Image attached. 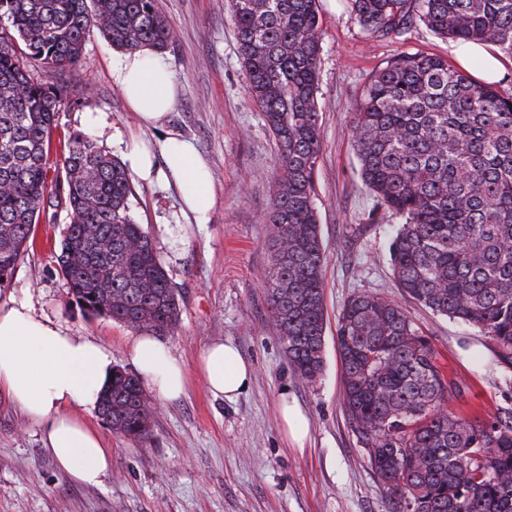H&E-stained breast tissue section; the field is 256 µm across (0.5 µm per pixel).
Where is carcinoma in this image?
<instances>
[{
    "mask_svg": "<svg viewBox=\"0 0 512 512\" xmlns=\"http://www.w3.org/2000/svg\"><path fill=\"white\" fill-rule=\"evenodd\" d=\"M359 24L401 35L417 22L512 59V0H352ZM249 93L276 145L268 213L269 304L288 361L304 381L324 369V247L314 206L319 124V0H230ZM96 28L118 49L173 44L158 0H0V288L34 225L64 208L57 263L71 300L131 328L172 331L178 294L131 208L122 163L88 135L52 139L66 101L56 80ZM36 61L45 78L36 79ZM359 175L377 207L402 219L389 245L401 291L476 327L512 367V95L432 54L403 53L371 75L355 112ZM54 175H49V172ZM343 404L388 512H512V410L452 412L447 380L398 304L351 296L336 326ZM98 413L137 443L152 409L139 377L114 372Z\"/></svg>",
    "mask_w": 512,
    "mask_h": 512,
    "instance_id": "obj_1",
    "label": "carcinoma"
}]
</instances>
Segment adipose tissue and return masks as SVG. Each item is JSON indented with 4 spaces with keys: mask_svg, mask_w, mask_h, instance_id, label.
Returning a JSON list of instances; mask_svg holds the SVG:
<instances>
[{
    "mask_svg": "<svg viewBox=\"0 0 512 512\" xmlns=\"http://www.w3.org/2000/svg\"><path fill=\"white\" fill-rule=\"evenodd\" d=\"M112 79L141 126L160 125L178 101L177 82L150 49L113 57ZM158 151L181 189L183 212L205 217L216 201L213 182L189 143L172 136L156 149L133 135L124 143L123 163L139 179L153 181ZM128 349L159 398L170 400L183 393L185 368L162 339L136 336ZM199 367L210 391L230 401L252 377L251 366L230 342L205 346ZM112 373V353L106 346L33 315L27 304L0 303V393L44 426L47 452L61 469L87 485L103 483L112 466V451L104 447L100 433L72 415L70 408L78 404L88 411L96 409Z\"/></svg>",
    "mask_w": 512,
    "mask_h": 512,
    "instance_id": "ef3b65f1",
    "label": "adipose tissue"
}]
</instances>
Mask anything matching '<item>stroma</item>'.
I'll use <instances>...</instances> for the list:
<instances>
[{"label":"stroma","mask_w":512,"mask_h":512,"mask_svg":"<svg viewBox=\"0 0 512 512\" xmlns=\"http://www.w3.org/2000/svg\"><path fill=\"white\" fill-rule=\"evenodd\" d=\"M159 5L175 35L162 56L182 87L175 110L162 126L140 130L112 81L117 50L90 29L81 58L64 74L68 97L51 156L61 157L64 136L76 131L114 157L132 134L159 142L173 133L207 163L216 203L199 221L182 217L176 186L131 183L134 215L178 292L179 322L164 340L187 370L186 389L174 400L153 399L150 435L140 444L89 414L112 450V470L99 486L62 470L45 449L42 426L0 394V512H387L386 491L342 406L336 324L350 296L374 292L406 310L460 389L453 411L470 418L512 408V369L496 360L486 337L399 291L388 260L399 220L376 209L353 147V114L378 67L417 51L453 64L458 45L420 24L402 37H379L358 23L348 0H320L323 150L315 204L326 256L325 364L322 375L307 382L294 374L268 304L276 146L249 95L229 2ZM89 114L97 123L86 122ZM68 222L62 210L54 222L36 224L34 242L0 302L27 303L35 315L110 348L114 367L137 373L127 353L136 329L82 311L69 299L56 261ZM179 223L184 242L174 251L162 227ZM217 340L234 343L253 368L248 389L232 402L214 397L197 370L202 349ZM284 397L307 417L304 447L283 428Z\"/></svg>","instance_id":"1"}]
</instances>
